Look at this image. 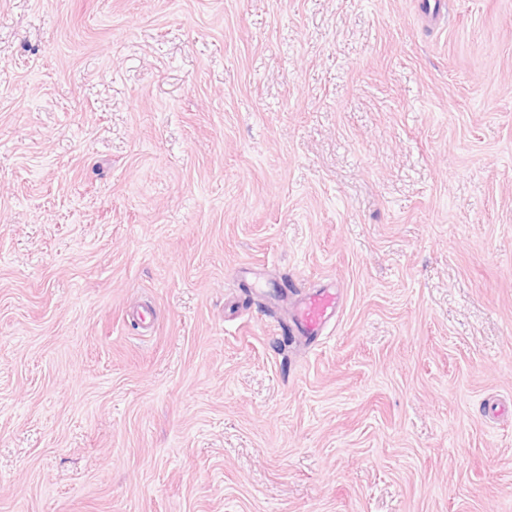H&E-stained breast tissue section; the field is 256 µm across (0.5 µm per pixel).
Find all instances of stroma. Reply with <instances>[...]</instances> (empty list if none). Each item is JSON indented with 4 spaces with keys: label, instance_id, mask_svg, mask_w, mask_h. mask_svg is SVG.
Here are the masks:
<instances>
[{
    "label": "stroma",
    "instance_id": "stroma-1",
    "mask_svg": "<svg viewBox=\"0 0 512 512\" xmlns=\"http://www.w3.org/2000/svg\"><path fill=\"white\" fill-rule=\"evenodd\" d=\"M436 2L0 0V512H512V0ZM338 299L332 288H320L296 304L291 320L279 327L283 334L305 341L321 336L327 322L336 312Z\"/></svg>",
    "mask_w": 512,
    "mask_h": 512
}]
</instances>
